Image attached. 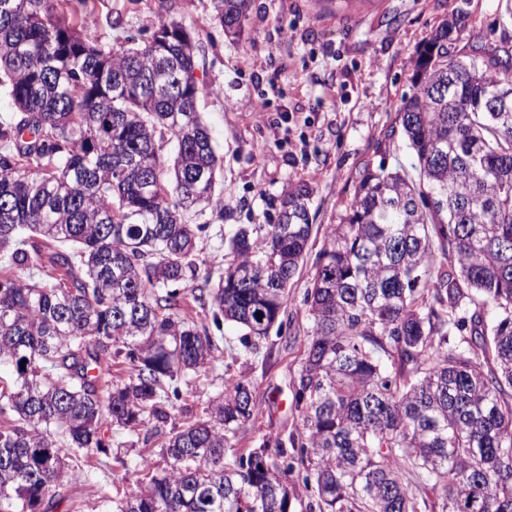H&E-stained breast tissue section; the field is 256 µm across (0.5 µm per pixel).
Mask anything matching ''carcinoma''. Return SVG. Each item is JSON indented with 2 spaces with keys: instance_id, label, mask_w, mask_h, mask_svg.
<instances>
[{
  "instance_id": "carcinoma-1",
  "label": "carcinoma",
  "mask_w": 512,
  "mask_h": 512,
  "mask_svg": "<svg viewBox=\"0 0 512 512\" xmlns=\"http://www.w3.org/2000/svg\"><path fill=\"white\" fill-rule=\"evenodd\" d=\"M248 0H212L234 38ZM88 0H0V512H54L63 483L112 455L109 424L148 444L216 337L248 350L282 328L310 239L305 185L272 224H237L230 260L197 284L188 215L213 204L223 158L202 123L199 45L183 22L112 49L83 34ZM458 12L416 52L398 109L419 181L359 173L307 288L312 330L292 402L303 432L226 458L256 413L229 377L205 418L173 427L144 486L110 512H512V63L454 61ZM170 148L173 162L165 158ZM192 283L187 290L184 285ZM130 366L124 380L112 368Z\"/></svg>"
}]
</instances>
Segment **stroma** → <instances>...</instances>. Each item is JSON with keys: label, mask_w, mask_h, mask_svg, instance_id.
Returning a JSON list of instances; mask_svg holds the SVG:
<instances>
[{"label": "stroma", "mask_w": 512, "mask_h": 512, "mask_svg": "<svg viewBox=\"0 0 512 512\" xmlns=\"http://www.w3.org/2000/svg\"><path fill=\"white\" fill-rule=\"evenodd\" d=\"M506 0H350L335 11L318 0H249L241 39L224 34L211 15L210 0H89L84 33L110 47L146 39L160 21L184 20L202 50L196 77L210 85L199 112L224 158L219 185L224 219L211 222L201 238L200 270L218 269L232 225L273 223L283 189L308 185L313 224L310 252H317L328 225L353 194L364 168L411 167L414 156L392 134L397 109L411 94L416 50L458 8L468 20L454 43L455 55L473 44H512ZM314 273L305 260L285 304L281 332L270 333L248 353L231 324H224L216 360L192 376L175 403V424L201 417L209 400L231 376L253 387L257 412L236 432L234 448L257 447L264 438L296 433L302 421L292 404L291 383L303 359L312 323L304 297ZM123 467L106 461L79 486L84 512H100L103 499L139 487L136 461L144 448L129 436L105 429Z\"/></svg>", "instance_id": "obj_1"}]
</instances>
